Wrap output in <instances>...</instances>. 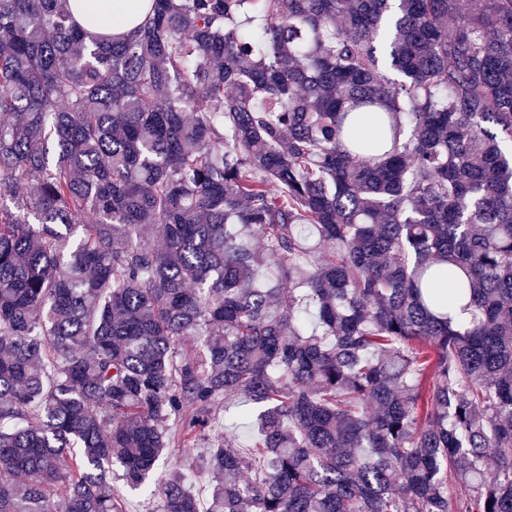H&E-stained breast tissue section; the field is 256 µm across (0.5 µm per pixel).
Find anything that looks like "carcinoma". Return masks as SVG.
Returning a JSON list of instances; mask_svg holds the SVG:
<instances>
[{"label": "carcinoma", "instance_id": "cac0c4a2", "mask_svg": "<svg viewBox=\"0 0 512 512\" xmlns=\"http://www.w3.org/2000/svg\"><path fill=\"white\" fill-rule=\"evenodd\" d=\"M68 2L0 0V512L238 398L205 512H512V0ZM75 1H82L83 4H76ZM70 5L74 11V14L77 18V20L81 23L86 33L90 36L98 35V34H105V33H117L121 35H128L131 34L135 27L141 23H143L146 12L145 10H139V4L140 2H143V0H114V2H124L123 4L119 5L121 10H123L125 13H127L130 18L134 19V22H128L127 19L123 20L122 23L117 26L116 28L112 29H102L98 26H93L87 24L85 21H83L84 14L86 11L90 10L92 7V3L95 1L93 0H70ZM244 404L245 400L241 398L227 406L225 410L224 406H222L219 412V425L213 431L214 436L219 435L224 437V425H227L229 427L228 433L236 435L241 443H247L250 437V433L248 432L249 428L246 422L239 417L240 410L244 408ZM233 427L235 428L233 429Z\"/></svg>", "mask_w": 512, "mask_h": 512}]
</instances>
